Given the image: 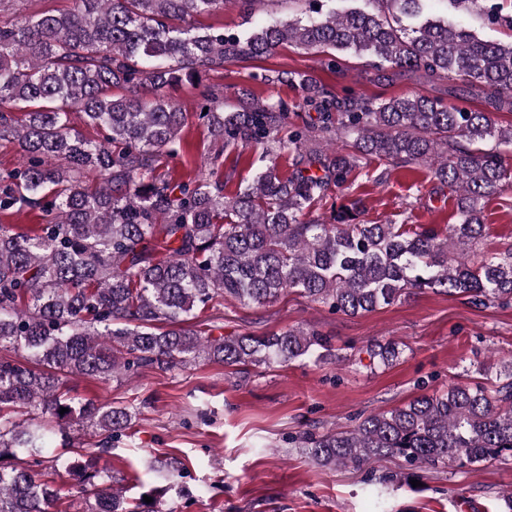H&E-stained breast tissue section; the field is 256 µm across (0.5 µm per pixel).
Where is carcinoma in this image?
<instances>
[{"instance_id":"cac0c4a2","label":"carcinoma","mask_w":512,"mask_h":512,"mask_svg":"<svg viewBox=\"0 0 512 512\" xmlns=\"http://www.w3.org/2000/svg\"><path fill=\"white\" fill-rule=\"evenodd\" d=\"M292 17L257 20L240 33L199 31L197 15L227 0H72L63 13L27 14L0 0V140L23 162L0 174V213L37 208L36 229L0 224V512H53L57 491L41 480L44 450L65 468L86 512H161L165 487L131 502L97 467L126 435L132 413L67 396L60 375L109 379L155 364L180 368L204 356L227 366L323 358L327 338L289 328L269 336H214L188 321L218 297L263 306L294 292L335 313L357 315L416 290L462 295L475 306L512 303V244L478 252L485 200L512 191V125L490 112L448 107L414 92L385 99L336 97L292 70L265 76L296 86L318 124L287 127L288 103L244 111L202 91L199 113L224 147L262 146L252 182L229 197L205 175L174 182L156 173L181 149L187 117L160 93L230 61L288 44L308 54L366 57L379 72L459 76L512 108V43L479 36L468 20L512 29L494 0H291ZM124 89L117 95L113 89ZM25 110L17 122L13 109ZM102 132L86 138L71 112ZM289 128L288 140L281 132ZM293 172L279 174L282 147ZM426 162L456 197L446 234L424 224H371L363 199L308 217L312 203L345 189L363 162ZM102 179L90 188L89 175ZM396 342L369 349L379 365ZM68 412L60 413V408ZM95 429L90 448L71 451L74 426ZM321 466L362 469L398 458L417 469L458 471L487 461L512 464V362L488 386L457 383L408 404L371 413L351 428L302 437ZM184 467L170 463L177 483Z\"/></svg>"}]
</instances>
